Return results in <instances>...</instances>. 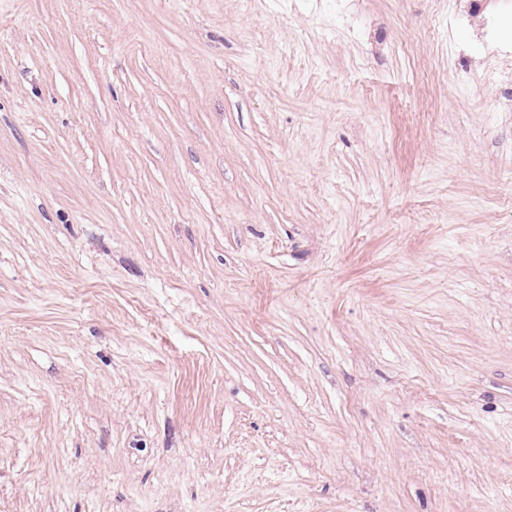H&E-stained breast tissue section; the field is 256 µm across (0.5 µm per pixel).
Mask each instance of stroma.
Masks as SVG:
<instances>
[{
  "label": "stroma",
  "instance_id": "obj_1",
  "mask_svg": "<svg viewBox=\"0 0 512 512\" xmlns=\"http://www.w3.org/2000/svg\"><path fill=\"white\" fill-rule=\"evenodd\" d=\"M0 512H512V0H0Z\"/></svg>",
  "mask_w": 512,
  "mask_h": 512
}]
</instances>
